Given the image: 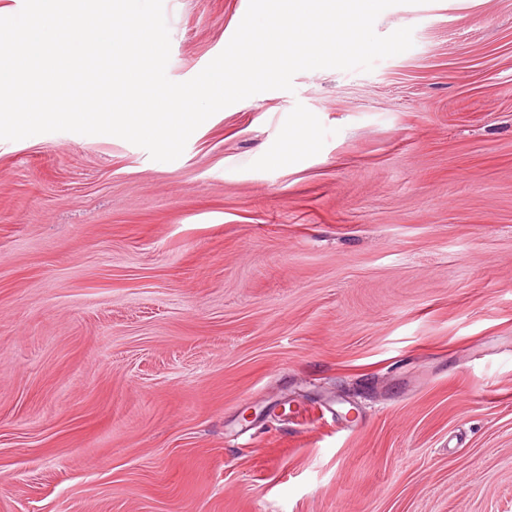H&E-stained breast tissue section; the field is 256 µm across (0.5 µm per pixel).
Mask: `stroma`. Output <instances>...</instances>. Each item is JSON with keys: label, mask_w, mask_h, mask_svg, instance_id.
<instances>
[{"label": "stroma", "mask_w": 512, "mask_h": 512, "mask_svg": "<svg viewBox=\"0 0 512 512\" xmlns=\"http://www.w3.org/2000/svg\"><path fill=\"white\" fill-rule=\"evenodd\" d=\"M248 2L164 0L168 78ZM403 27L171 162L0 140V512H512V0Z\"/></svg>", "instance_id": "1"}]
</instances>
